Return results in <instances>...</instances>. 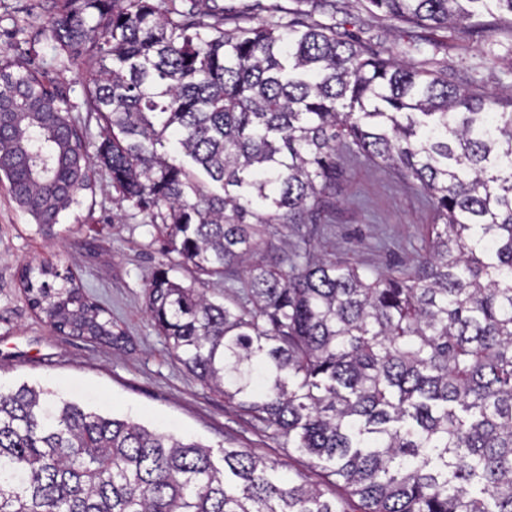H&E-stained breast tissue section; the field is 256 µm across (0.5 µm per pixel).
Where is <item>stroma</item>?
<instances>
[{"instance_id": "stroma-1", "label": "stroma", "mask_w": 512, "mask_h": 512, "mask_svg": "<svg viewBox=\"0 0 512 512\" xmlns=\"http://www.w3.org/2000/svg\"><path fill=\"white\" fill-rule=\"evenodd\" d=\"M327 13L347 21L353 35L398 50L400 32L361 0H329ZM54 0H0V57L28 62L45 81L58 86L74 105V118L86 119L85 67L54 49L50 23ZM423 37L447 44L433 70L449 83L481 84L498 92L512 84L506 64L483 60L478 39H458L453 29H426ZM88 123L87 152L94 162L87 185L57 223L40 224L15 201L0 181V388L23 383L105 414L209 446L214 456L239 448L274 466L276 477L323 487L322 469L262 422L225 403L177 363L147 312L151 284L166 263L160 234L138 209L117 207L108 170L95 156L102 141L96 122ZM433 222V209L416 188L389 168L351 158L344 164L341 190L333 206L305 224L330 256L379 271L414 268ZM69 270L88 298L112 317L123 337L111 346L53 327L28 301L21 272L28 264Z\"/></svg>"}]
</instances>
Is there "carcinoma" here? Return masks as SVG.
<instances>
[{
  "label": "carcinoma",
  "instance_id": "obj_1",
  "mask_svg": "<svg viewBox=\"0 0 512 512\" xmlns=\"http://www.w3.org/2000/svg\"><path fill=\"white\" fill-rule=\"evenodd\" d=\"M292 0L224 29L216 0H62L59 50L87 62L86 111L117 203L166 230L148 312L188 372L307 454L360 512H512V89L421 67L448 49L416 30L497 40L512 0H365L400 25V55ZM59 89L0 63V151L42 224L85 186L89 155ZM427 197L431 238L410 272L332 260L299 232L330 206L343 154ZM196 269L199 287L169 277ZM224 279V301L209 279ZM56 328L116 345L75 280L24 268ZM242 287H235L236 283ZM0 389V512H347L261 458Z\"/></svg>",
  "mask_w": 512,
  "mask_h": 512
}]
</instances>
